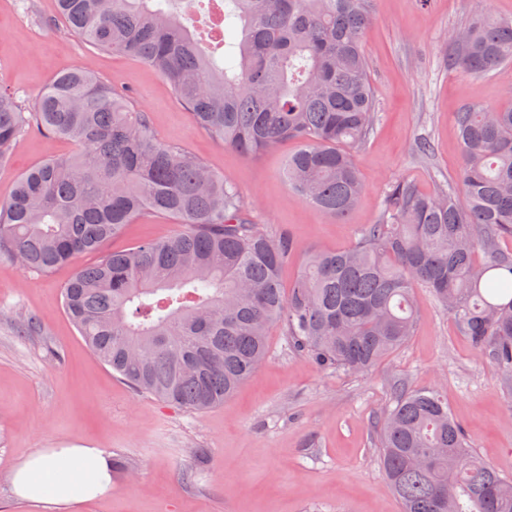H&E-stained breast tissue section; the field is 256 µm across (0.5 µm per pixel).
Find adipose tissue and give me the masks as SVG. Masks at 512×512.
I'll list each match as a JSON object with an SVG mask.
<instances>
[{
	"instance_id": "1",
	"label": "adipose tissue",
	"mask_w": 512,
	"mask_h": 512,
	"mask_svg": "<svg viewBox=\"0 0 512 512\" xmlns=\"http://www.w3.org/2000/svg\"><path fill=\"white\" fill-rule=\"evenodd\" d=\"M112 458L99 448H37L11 474L14 496L62 512L112 493Z\"/></svg>"
}]
</instances>
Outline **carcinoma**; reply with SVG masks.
<instances>
[{
	"mask_svg": "<svg viewBox=\"0 0 512 512\" xmlns=\"http://www.w3.org/2000/svg\"><path fill=\"white\" fill-rule=\"evenodd\" d=\"M372 0H56L84 42L138 59L196 126L246 157L298 144L283 175L304 202L345 219L363 185L355 153L379 121L362 45ZM222 5L224 32L183 19ZM239 33L226 41V32ZM449 64L487 75L512 64V17L471 12L448 32ZM460 191L385 185L381 222L344 250L317 251L283 288L293 244L253 219L238 189L160 141L128 94L76 67L34 110L0 90V164L36 129L75 150L17 178L0 199V257L48 276L86 254L62 288L90 351L135 391L205 412L266 357L270 329L323 368L364 373L414 332L429 289L472 347L512 380V107L455 114ZM145 214L182 225L123 251L107 243ZM379 459L403 512H512V476L477 456L436 389H402Z\"/></svg>",
	"mask_w": 512,
	"mask_h": 512,
	"instance_id": "carcinoma-1",
	"label": "carcinoma"
}]
</instances>
